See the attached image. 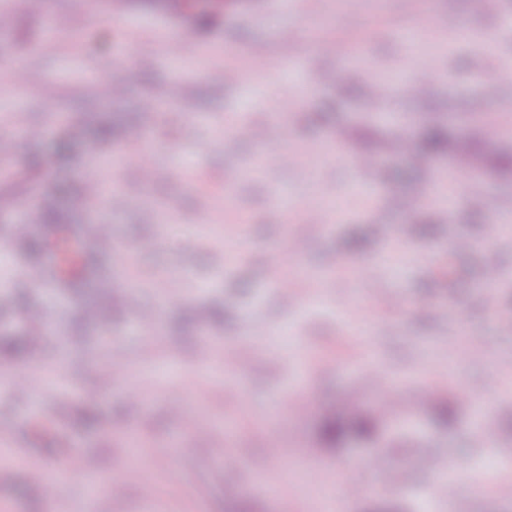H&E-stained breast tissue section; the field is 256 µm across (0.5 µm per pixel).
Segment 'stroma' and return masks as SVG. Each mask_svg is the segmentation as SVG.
<instances>
[{"label":"stroma","instance_id":"35a3bbf8","mask_svg":"<svg viewBox=\"0 0 512 512\" xmlns=\"http://www.w3.org/2000/svg\"><path fill=\"white\" fill-rule=\"evenodd\" d=\"M499 4L494 15L480 0H360L352 11L344 0H224L204 31L196 13L211 0L194 12L182 0H127L119 25L110 0L13 9L0 76L19 66L25 80L0 83V137L21 124L48 136L0 165V339L29 343L23 356H0V382L26 372L46 394L0 393V512H144L145 475L174 512H420L437 481L418 466L423 448L471 474L435 498V512H512L500 492L512 467L487 468L483 443L512 451V170L494 165L512 136V79L489 90L479 81L512 66V25L499 21L512 0ZM259 53L262 77L250 68ZM426 64L435 76L419 98L406 87ZM147 99L158 110H144ZM436 122L452 155L385 154L396 133L414 142ZM144 144L152 176L130 163L110 170L123 201L84 212L95 172ZM282 146L293 164L225 196L229 174ZM340 150L382 154L375 189L337 163ZM174 163L183 176L169 174ZM452 167L474 176L475 190L448 210ZM311 203L326 223L308 222ZM47 204L68 223L114 226L111 245H85L99 280L29 281L36 265L56 263L26 246L46 232L29 213ZM490 211L499 227L487 228ZM232 213L248 223L229 222ZM241 245L248 258L225 264ZM272 251L300 275L303 298L269 286ZM131 263L142 270L133 288L123 281ZM491 267L502 274L493 308L482 293ZM162 279L180 298H163ZM216 306L223 320L188 323ZM144 312L152 330L136 320ZM254 319L267 336L250 334ZM117 352L127 373L104 375ZM375 365L396 393L378 430L387 447L350 433L328 447V420L372 413L363 375ZM425 389L443 404L469 394L482 416L462 412L445 427L434 408L412 407ZM291 394L304 398L300 412L285 410ZM186 410L204 432L184 429ZM73 455L106 477L137 465L116 495L66 474L49 493L23 465L37 457L63 471ZM227 455L240 457L237 472L225 470ZM259 477L277 495L260 492ZM350 486L360 495L337 504V488Z\"/></svg>","mask_w":512,"mask_h":512}]
</instances>
